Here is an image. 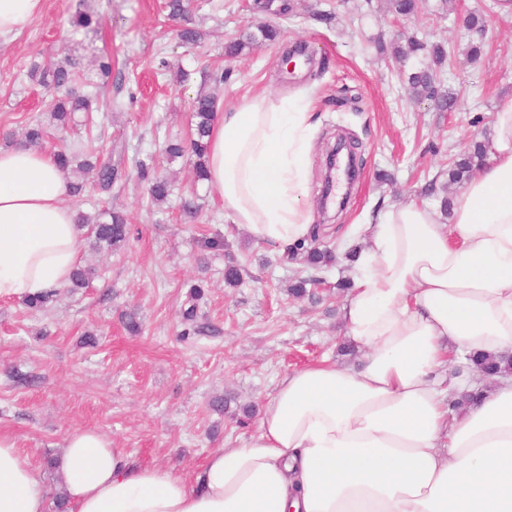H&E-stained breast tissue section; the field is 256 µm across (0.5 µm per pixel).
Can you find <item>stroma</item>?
Returning <instances> with one entry per match:
<instances>
[{
  "label": "stroma",
  "instance_id": "35a3bbf8",
  "mask_svg": "<svg viewBox=\"0 0 512 512\" xmlns=\"http://www.w3.org/2000/svg\"><path fill=\"white\" fill-rule=\"evenodd\" d=\"M97 22L72 24L76 11ZM488 18L484 51L468 61L463 16ZM277 25L274 44L233 59L226 45L260 22ZM195 28L199 42L183 46L180 30ZM443 44L450 63L437 79L451 109L413 100L407 77L413 62L390 52L398 35ZM112 57L102 81L98 62ZM78 63V93H96L106 105L90 130L51 132L43 144L79 148L83 141L112 152L122 177L111 192L86 183L67 198L73 210L122 212L131 233L108 250L82 244L80 264L94 268L88 287L59 289L41 310L0 299V432L44 477L46 512H55L57 461L66 435L94 429L139 464L192 472L220 448L242 445L258 427L243 408L256 409L286 373L324 359L340 360L342 308L336 288L351 276V254L366 248V225L389 206L457 197L463 184L448 169L472 141L489 139L499 106L512 98V0H420L401 16L389 0H194L182 18L168 0H45L20 35L0 45V133L47 120L50 96L31 81L33 65L64 56ZM294 56L297 66L284 64ZM220 70L223 102L245 94L311 93L317 119L308 166L314 237L336 257L308 271L315 280L304 297L287 287L303 271L285 249L254 241L225 220L220 203L193 180V159L167 160L166 140L186 139L193 101L206 71ZM346 140L360 176L344 209L320 204L328 151ZM155 157L175 182L166 203L151 202L136 161ZM196 198L195 219L182 199ZM224 238L220 251L204 239ZM236 262L243 282L224 285V266ZM208 284L197 321L183 318L188 282ZM134 317L138 331L126 326Z\"/></svg>",
  "mask_w": 512,
  "mask_h": 512
}]
</instances>
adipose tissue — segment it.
Wrapping results in <instances>:
<instances>
[{"label":"adipose tissue","mask_w":512,"mask_h":512,"mask_svg":"<svg viewBox=\"0 0 512 512\" xmlns=\"http://www.w3.org/2000/svg\"><path fill=\"white\" fill-rule=\"evenodd\" d=\"M43 0H0V41ZM316 127L300 96H245L213 123L207 187L259 242L307 237ZM487 161L453 202L452 225L411 201L370 225L343 308L356 364L284 375L258 428L190 474L139 465L92 429L64 440L72 512H512V375L478 396L469 356L512 354V99ZM66 172L35 148L0 151V298L64 287L82 232ZM458 409H451V402ZM40 470L0 432V512H45Z\"/></svg>","instance_id":"ef3b65f1"}]
</instances>
